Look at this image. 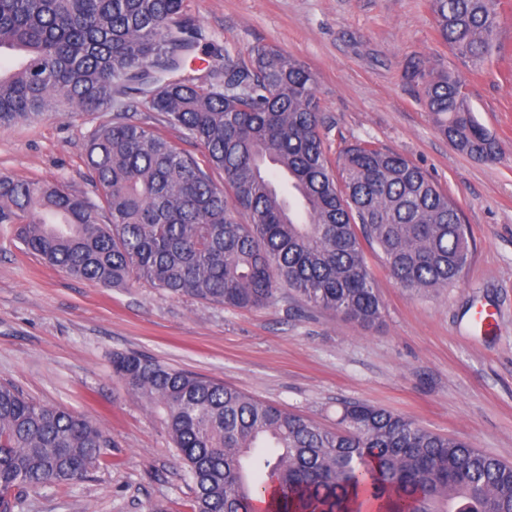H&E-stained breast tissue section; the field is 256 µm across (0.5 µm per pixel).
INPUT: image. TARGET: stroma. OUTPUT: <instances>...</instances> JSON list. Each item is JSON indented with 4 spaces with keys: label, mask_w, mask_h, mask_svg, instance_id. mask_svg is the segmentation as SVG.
<instances>
[{
    "label": "stroma",
    "mask_w": 512,
    "mask_h": 512,
    "mask_svg": "<svg viewBox=\"0 0 512 512\" xmlns=\"http://www.w3.org/2000/svg\"><path fill=\"white\" fill-rule=\"evenodd\" d=\"M501 49L464 71L440 40L427 0H186L204 35L197 58L248 59L258 44L293 55L315 77L330 154L369 142L422 168L460 207L473 254L460 280L411 295L365 246L383 321L364 328L282 290L266 307L175 297L148 282L102 288L51 268L0 224V380L29 399L96 421L112 438L84 481L23 494L14 512H192L191 482L161 411L112 373L137 351L254 398L336 424L341 402L364 401L512 462V0H501ZM463 70L476 118L501 158L473 160L432 122L413 65ZM109 112L0 127V173L61 182L91 203L83 144ZM498 325L485 334L471 313Z\"/></svg>",
    "instance_id": "stroma-1"
}]
</instances>
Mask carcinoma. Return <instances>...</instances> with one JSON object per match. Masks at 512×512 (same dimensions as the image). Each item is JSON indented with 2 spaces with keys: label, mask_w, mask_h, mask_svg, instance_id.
I'll return each mask as SVG.
<instances>
[{
  "label": "carcinoma",
  "mask_w": 512,
  "mask_h": 512,
  "mask_svg": "<svg viewBox=\"0 0 512 512\" xmlns=\"http://www.w3.org/2000/svg\"><path fill=\"white\" fill-rule=\"evenodd\" d=\"M499 5L429 0L440 38L475 72L498 49ZM184 9L185 0H0V50L21 57L0 68V125L116 112L83 147L100 205L61 183L0 173V224L95 286L145 279L241 309L289 288L363 327L383 314L365 242L409 293L456 284L472 240L455 201L391 151L356 142L331 160L315 78L275 47L207 65L202 84L187 67L195 32ZM411 77L458 151L500 159L460 72L418 66ZM152 84L143 105L197 142L203 161L128 115L125 96ZM112 372L163 411L193 512H512L511 463L385 408L346 403L326 428L142 354H113ZM110 447L96 422L0 381V512H11L13 491L84 480Z\"/></svg>",
  "instance_id": "carcinoma-1"
}]
</instances>
